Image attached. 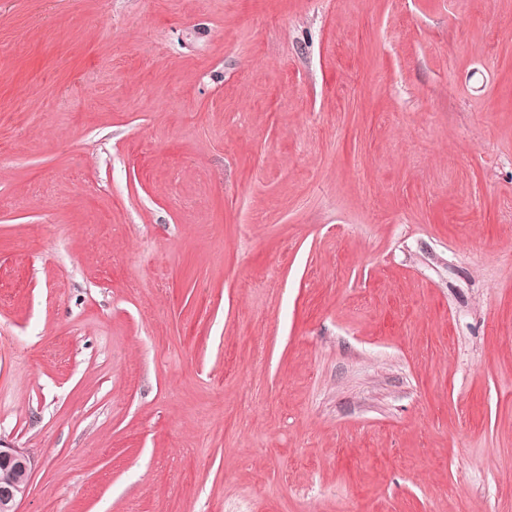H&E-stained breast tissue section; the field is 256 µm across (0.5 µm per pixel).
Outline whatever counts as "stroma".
<instances>
[{"label":"stroma","mask_w":512,"mask_h":512,"mask_svg":"<svg viewBox=\"0 0 512 512\" xmlns=\"http://www.w3.org/2000/svg\"><path fill=\"white\" fill-rule=\"evenodd\" d=\"M19 512H512V0H0Z\"/></svg>","instance_id":"35a3bbf8"}]
</instances>
